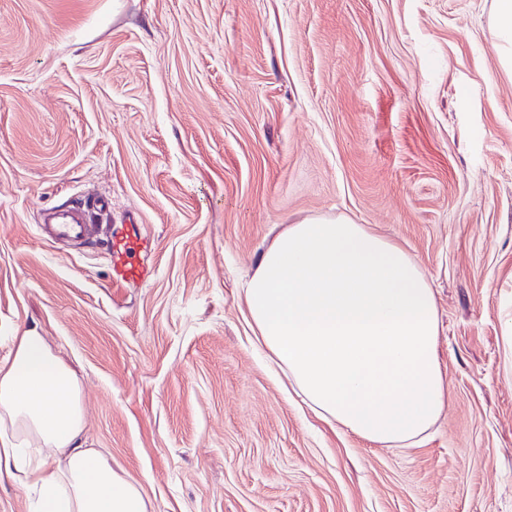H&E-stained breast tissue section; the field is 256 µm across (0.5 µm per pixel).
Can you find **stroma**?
Masks as SVG:
<instances>
[{"label": "stroma", "instance_id": "obj_1", "mask_svg": "<svg viewBox=\"0 0 512 512\" xmlns=\"http://www.w3.org/2000/svg\"><path fill=\"white\" fill-rule=\"evenodd\" d=\"M494 0H0V359L38 328L149 512H512V73ZM95 196L153 277L41 213ZM346 217L435 291L445 410L344 434L250 334L276 226ZM147 246V240L135 233L112 236L106 241L113 284L140 285L152 278V267L137 260V255Z\"/></svg>", "mask_w": 512, "mask_h": 512}]
</instances>
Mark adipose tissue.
Masks as SVG:
<instances>
[{
	"mask_svg": "<svg viewBox=\"0 0 512 512\" xmlns=\"http://www.w3.org/2000/svg\"><path fill=\"white\" fill-rule=\"evenodd\" d=\"M248 323L323 419L388 448L439 420L447 390L435 293L400 245L344 217L278 231L245 284ZM81 383L37 328L0 362V478L30 512H147L141 485L85 447Z\"/></svg>",
	"mask_w": 512,
	"mask_h": 512,
	"instance_id": "ef3b65f1",
	"label": "adipose tissue"
}]
</instances>
